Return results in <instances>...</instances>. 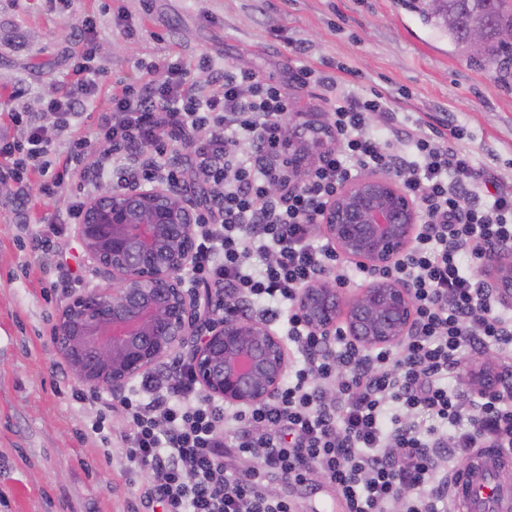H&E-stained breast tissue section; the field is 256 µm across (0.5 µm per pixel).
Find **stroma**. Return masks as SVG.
Segmentation results:
<instances>
[{"label":"stroma","instance_id":"obj_1","mask_svg":"<svg viewBox=\"0 0 512 512\" xmlns=\"http://www.w3.org/2000/svg\"><path fill=\"white\" fill-rule=\"evenodd\" d=\"M97 19L98 63L109 80L147 76L172 53L216 70L261 71L293 94L309 120L322 122L321 88L299 86L305 65L356 71L348 89L387 96L399 113L439 133L461 132L458 146L501 185L512 187V78L459 57L445 33L401 0H0V111L37 112L40 95L68 79L77 27ZM129 21L133 38L121 23ZM24 95L11 99L13 89ZM23 204L0 193V512H128L143 473L123 469L122 448L107 446L92 424L125 430L112 394L80 402L81 382L57 357L49 328L67 293L99 285L70 224L33 249L48 208L39 181Z\"/></svg>","mask_w":512,"mask_h":512}]
</instances>
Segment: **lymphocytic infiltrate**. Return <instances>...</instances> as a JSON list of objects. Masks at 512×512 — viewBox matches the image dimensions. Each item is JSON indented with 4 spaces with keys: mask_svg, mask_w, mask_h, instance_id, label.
I'll use <instances>...</instances> for the list:
<instances>
[{
    "mask_svg": "<svg viewBox=\"0 0 512 512\" xmlns=\"http://www.w3.org/2000/svg\"><path fill=\"white\" fill-rule=\"evenodd\" d=\"M95 17L82 21L80 56L64 88L40 97L53 126L11 110L24 124L19 141L0 139V192L25 202L24 171L42 197L57 202L68 182L96 188L105 177L161 179L206 194L193 231V278L203 304L225 300L240 319H286L301 356L271 400L229 410L208 397L190 361L177 376L144 375L113 398L128 418L117 440L127 469L147 472L140 502L162 512H295L274 482L321 474L344 512H450L447 466L477 448L512 453V394L462 395L447 384L461 348L473 357L512 360V310L502 308L467 261L512 247V189L484 177L452 138L428 132L418 117H397L382 95L340 90L318 80L330 112L323 143L296 181L288 156L302 113L273 80L248 68L215 75L208 55L195 64L162 59L159 77L113 85L110 106L91 134L73 136L107 74L97 64ZM386 117L372 123V114ZM66 142L58 150V142ZM396 176L423 213L415 243L387 278L409 283L416 321L399 349L334 344L303 320L302 288L348 262L319 243L316 217L361 172ZM265 257L254 265V253Z\"/></svg>",
    "mask_w": 512,
    "mask_h": 512,
    "instance_id": "lymphocytic-infiltrate-1",
    "label": "lymphocytic infiltrate"
}]
</instances>
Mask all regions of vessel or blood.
Instances as JSON below:
<instances>
[{
  "instance_id": "vessel-or-blood-1",
  "label": "vessel or blood",
  "mask_w": 512,
  "mask_h": 512,
  "mask_svg": "<svg viewBox=\"0 0 512 512\" xmlns=\"http://www.w3.org/2000/svg\"><path fill=\"white\" fill-rule=\"evenodd\" d=\"M505 461V455L495 448L473 454L454 480V512H512V488L496 478Z\"/></svg>"
}]
</instances>
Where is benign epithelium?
Instances as JSON below:
<instances>
[{
  "instance_id": "benign-epithelium-1",
  "label": "benign epithelium",
  "mask_w": 512,
  "mask_h": 512,
  "mask_svg": "<svg viewBox=\"0 0 512 512\" xmlns=\"http://www.w3.org/2000/svg\"><path fill=\"white\" fill-rule=\"evenodd\" d=\"M423 220L416 200L388 174L347 181L318 216L319 230L345 257L382 269L410 250ZM196 206L169 183L106 184L75 225L104 284L72 291L50 327L58 357L86 387L117 396L135 378L183 355L211 397L251 408L273 397L288 361L263 321L207 318L201 292L185 287L196 262ZM485 286L512 303V255L490 262ZM412 288L375 279L352 293L323 276L300 293L311 328L364 349L398 346L416 318Z\"/></svg>"
}]
</instances>
